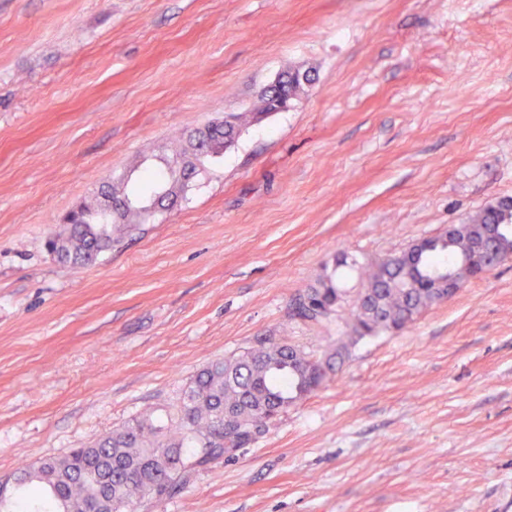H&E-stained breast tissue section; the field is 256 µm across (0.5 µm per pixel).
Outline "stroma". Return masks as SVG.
<instances>
[{
    "instance_id": "1",
    "label": "stroma",
    "mask_w": 512,
    "mask_h": 512,
    "mask_svg": "<svg viewBox=\"0 0 512 512\" xmlns=\"http://www.w3.org/2000/svg\"><path fill=\"white\" fill-rule=\"evenodd\" d=\"M314 81L95 263L60 217L183 131ZM512 199V0H0V476L162 413L295 301ZM135 512H512V261L361 341L237 456ZM302 75L307 83H312L314 78L310 71L300 69H289L288 71L281 74L280 87L278 91V97L281 99L295 100L299 93L304 89V82L302 81Z\"/></svg>"
}]
</instances>
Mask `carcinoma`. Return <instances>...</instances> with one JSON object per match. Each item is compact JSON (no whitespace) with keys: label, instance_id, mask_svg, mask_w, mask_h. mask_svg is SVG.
I'll use <instances>...</instances> for the list:
<instances>
[{"label":"carcinoma","instance_id":"obj_1","mask_svg":"<svg viewBox=\"0 0 512 512\" xmlns=\"http://www.w3.org/2000/svg\"><path fill=\"white\" fill-rule=\"evenodd\" d=\"M311 72L290 69L281 74L278 97L293 100L311 83ZM270 105L261 97L254 112L227 113L225 120L192 131L163 157L165 169L152 176L145 192L107 184L100 195L118 203L126 198L140 202L164 191L174 203L184 193L197 166L224 155V144L238 140L242 128L261 122ZM80 223L69 233L49 240L61 262L81 266L112 248L134 221L149 218L138 205L103 217L102 201L78 205ZM487 224L499 226L489 252H470L475 233ZM449 244L436 243L419 265L405 252L364 269L366 298L349 310L350 333L339 337L322 357L316 358L272 337L257 339L255 346L232 357L217 359L193 377L164 417L150 412L83 448L63 456L43 458L13 476L0 480V512H133L141 499L162 502L183 486L194 472L224 459L227 449L244 448L268 422L291 405L315 394L339 370L362 340L401 331L433 306L452 297L435 287L436 278L455 276V288L480 273L495 259L512 260V201H500L479 212L466 224L454 227ZM345 295L333 278L319 282L308 299L297 302V315L305 320L321 316L314 304L326 306ZM233 416L224 427V412Z\"/></svg>","mask_w":512,"mask_h":512}]
</instances>
